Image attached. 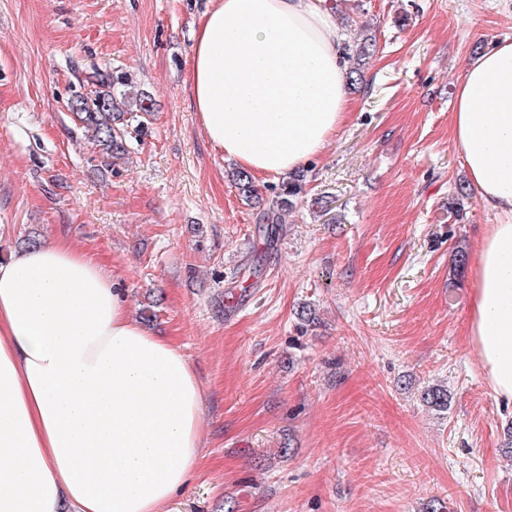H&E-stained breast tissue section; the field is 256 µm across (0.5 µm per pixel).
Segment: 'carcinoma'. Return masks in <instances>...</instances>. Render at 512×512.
Listing matches in <instances>:
<instances>
[{
  "mask_svg": "<svg viewBox=\"0 0 512 512\" xmlns=\"http://www.w3.org/2000/svg\"><path fill=\"white\" fill-rule=\"evenodd\" d=\"M376 51V36L368 33L349 46L347 58L359 63L373 56ZM85 86L88 91L73 95L67 102L74 120L84 130L95 152L110 160V164L129 158L131 139L147 128L148 117L152 112L148 97L136 88L127 73L96 63L85 67ZM305 183L306 174L303 170L282 182L263 214L262 223L266 224L264 238L271 239L276 235L278 212L293 207ZM235 185L246 198L258 196V188L252 177L244 171L236 172ZM423 401L435 410H446L448 389L432 386L424 391Z\"/></svg>",
  "mask_w": 512,
  "mask_h": 512,
  "instance_id": "obj_1",
  "label": "carcinoma"
}]
</instances>
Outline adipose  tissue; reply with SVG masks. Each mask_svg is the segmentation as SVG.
I'll list each match as a JSON object with an SVG mask.
<instances>
[{
    "label": "adipose tissue",
    "instance_id": "obj_1",
    "mask_svg": "<svg viewBox=\"0 0 512 512\" xmlns=\"http://www.w3.org/2000/svg\"><path fill=\"white\" fill-rule=\"evenodd\" d=\"M326 0H211L192 35L190 95L225 159L285 177L317 158L351 104ZM452 138L488 225L469 333L512 402V38L474 56ZM204 388L182 348L65 239L0 263V512H168L202 457Z\"/></svg>",
    "mask_w": 512,
    "mask_h": 512
}]
</instances>
